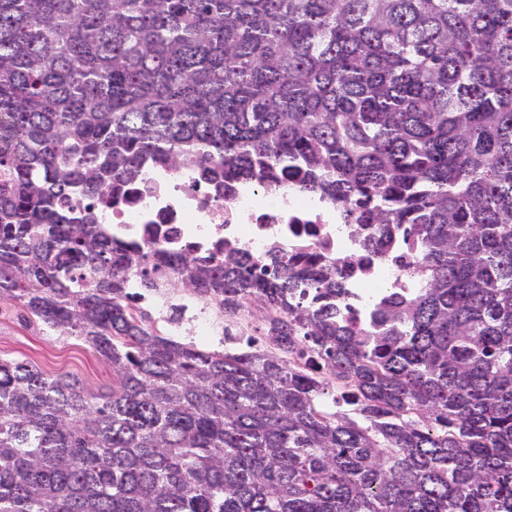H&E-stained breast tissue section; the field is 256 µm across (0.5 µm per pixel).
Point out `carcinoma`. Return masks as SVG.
I'll return each mask as SVG.
<instances>
[{
  "mask_svg": "<svg viewBox=\"0 0 512 512\" xmlns=\"http://www.w3.org/2000/svg\"><path fill=\"white\" fill-rule=\"evenodd\" d=\"M187 165L341 204L420 287L360 329L315 252L112 237ZM163 287L266 347L145 324ZM1 303L112 391L0 358V512H512V0H0Z\"/></svg>",
  "mask_w": 512,
  "mask_h": 512,
  "instance_id": "obj_1",
  "label": "carcinoma"
}]
</instances>
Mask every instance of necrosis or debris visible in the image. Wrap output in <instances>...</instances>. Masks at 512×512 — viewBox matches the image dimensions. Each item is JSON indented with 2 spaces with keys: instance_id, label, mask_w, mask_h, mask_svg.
Masks as SVG:
<instances>
[{
  "instance_id": "obj_1",
  "label": "necrosis or debris",
  "mask_w": 512,
  "mask_h": 512,
  "mask_svg": "<svg viewBox=\"0 0 512 512\" xmlns=\"http://www.w3.org/2000/svg\"><path fill=\"white\" fill-rule=\"evenodd\" d=\"M116 235L140 243L150 224L165 225L164 245L175 251H208L230 245L264 257L271 246L285 252L315 251L335 261L348 294L341 310L356 326L369 321L373 301L408 294L417 281L394 258L367 246L366 237L344 224L335 204L288 189L271 192L256 184L220 197L195 182L192 170L154 171L138 196L106 209Z\"/></svg>"
}]
</instances>
